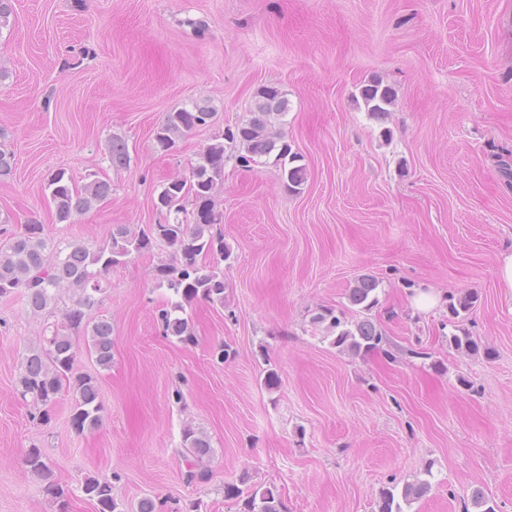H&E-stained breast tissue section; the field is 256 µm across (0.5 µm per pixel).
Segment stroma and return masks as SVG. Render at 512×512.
Wrapping results in <instances>:
<instances>
[{"mask_svg":"<svg viewBox=\"0 0 512 512\" xmlns=\"http://www.w3.org/2000/svg\"><path fill=\"white\" fill-rule=\"evenodd\" d=\"M0 30V221L52 241L93 245L113 225L165 221L155 200L202 147L249 117L256 91H286L284 132L308 178L288 191L272 162L224 165V303H194L197 341L163 335L171 297L156 279L170 248L132 255L107 275L99 314L112 320V367L88 353L103 422L76 434L62 395L48 423L15 394L21 356L44 320L25 295L0 297V512H56L23 458L39 447L71 512H95L80 487L115 477L122 512H239L225 486H276L287 512H376L379 493L427 478L404 512H479L475 495L512 512V295L497 263L512 245V0H13ZM396 92L382 118L359 91ZM206 103L211 126L168 153L166 113ZM128 169L108 161L112 137ZM65 171L111 180L112 194L58 223L47 186ZM377 282V304L348 301ZM440 293L428 313L412 288ZM470 291L452 316L448 296ZM381 329L384 353L339 352L314 323L321 309ZM469 334L475 352L448 339ZM230 356L218 361L217 345ZM278 389L264 384L267 369ZM183 399H176L175 389ZM213 454L187 482L185 425ZM376 282L370 276L360 277L353 288L349 289L348 300L351 305L358 306L363 310H369L376 302Z\"/></svg>","mask_w":512,"mask_h":512,"instance_id":"obj_1","label":"stroma"}]
</instances>
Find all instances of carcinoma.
Segmentation results:
<instances>
[{"label":"carcinoma","mask_w":512,"mask_h":512,"mask_svg":"<svg viewBox=\"0 0 512 512\" xmlns=\"http://www.w3.org/2000/svg\"><path fill=\"white\" fill-rule=\"evenodd\" d=\"M360 96L367 111L379 116L396 102L394 89L380 79H371L361 87ZM252 117L214 136L199 153L198 162L189 174L170 178L158 194L156 208L162 212L182 213L185 220L174 224H151L138 233L126 226L112 229L109 238L99 244H54L43 237L39 224H29L24 233L0 240V296L16 290L24 291L27 303L46 322L39 342L26 350L15 384L16 393L32 406L37 419H50L48 408L62 393L71 396V424L82 434L99 427L103 411L98 378L75 370V358L86 348L103 369L112 366V322L94 312L95 294L103 290L102 277L112 267L132 254H143L163 243L172 249L173 263L157 267L159 286L175 297L159 313L166 336L182 343L196 340L192 317L187 309L199 301L224 304V271L220 262L229 254L224 250V234L219 228L223 214L215 198L224 185V162L228 152H239L240 161L274 156L281 178L292 191L307 179V170L297 164L299 155L292 151L283 133L288 114L287 93L276 85L261 87L256 95ZM212 107L195 103L165 115L154 133L156 146L171 150L176 141L188 133L212 123ZM112 167L124 170L130 165L125 140L113 137L108 145ZM56 220L68 223L104 201L112 192V184L91 175V180L76 187L56 171L48 179ZM72 291V306L55 318L61 301L60 292ZM374 279L363 276L349 289L351 305L363 310L376 302ZM313 321L326 325L333 335L332 344L353 356L379 347L383 340L380 329L369 319L349 322L330 309L315 315ZM184 461L187 481L206 477L204 463L212 454L211 442L202 431L188 425L183 429ZM24 464L28 472L44 482V489L58 504L59 512H69V490L52 479V471L38 447L28 450ZM429 489L426 481L407 483L401 491L384 488L379 494L376 512H403L402 503L422 497ZM84 496L95 502L97 512H117L119 503L113 496L112 480L88 477L82 485ZM225 497L242 501L243 512H286L274 486L228 485Z\"/></svg>","instance_id":"cac0c4a2"}]
</instances>
